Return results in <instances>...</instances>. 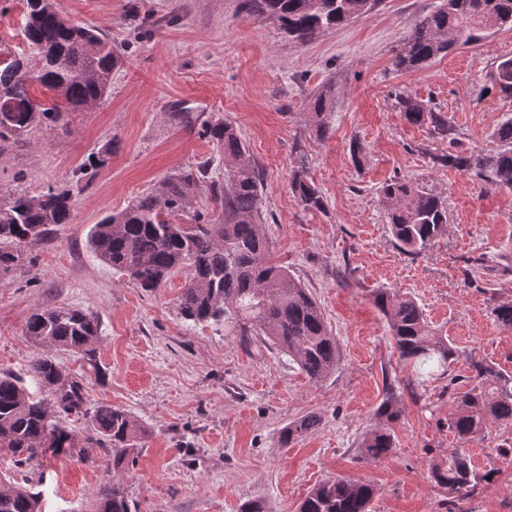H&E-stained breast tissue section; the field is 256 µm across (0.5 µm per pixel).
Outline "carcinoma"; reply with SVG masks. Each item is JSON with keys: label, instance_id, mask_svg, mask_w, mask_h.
I'll list each match as a JSON object with an SVG mask.
<instances>
[{"label": "carcinoma", "instance_id": "obj_1", "mask_svg": "<svg viewBox=\"0 0 512 512\" xmlns=\"http://www.w3.org/2000/svg\"><path fill=\"white\" fill-rule=\"evenodd\" d=\"M376 2L240 0L239 8L256 20L277 24L291 40L306 43L367 13ZM26 5V56L0 61V154L22 143L35 129H54L67 112L106 98L118 65L112 40L100 29L64 18L55 0H26ZM505 28H512V0H441L434 11L417 20L397 48L393 65L402 71L419 70L459 45ZM491 82L502 95L512 97V58L497 64ZM34 84L53 92L55 100L49 105L37 102L30 92ZM333 101L330 85L318 89L311 99L312 122L322 137L330 131L327 115ZM396 104L408 122L428 123L443 137L454 135L448 120L412 96L401 93ZM203 135L224 154V171L211 175L212 161L205 160L166 177L156 189L93 225L90 249L146 290L158 287L176 271L186 272L188 282L179 298L184 319L222 322L225 330L240 336H265L310 381L323 382L341 362L336 336L309 289L271 257V242L262 226L260 174L253 157L231 122L207 123ZM495 137L500 148L494 153H450L437 161L512 188V119L496 129ZM111 155L108 145L91 153L76 172L75 185H88ZM291 191L306 208L324 207L323 197L308 180L303 159L293 171ZM379 199L394 239L408 254L426 252L447 229V210L440 197L405 179L385 182ZM212 203L220 207L216 219L209 212ZM72 214L71 188L50 186L38 195L1 194L0 274L21 266L23 248L47 237L55 226L70 223ZM372 301L385 318L399 360L448 366L454 348L447 338L433 333L414 298L381 288L373 292ZM491 314L499 326L512 329L511 300L495 304ZM25 330L39 346L88 356L101 333L95 316L71 307L33 311L25 320ZM471 365L474 382L453 392L456 407L448 416V429L463 443L494 423L512 424V375L482 361ZM29 373L51 400L30 391L22 378L0 373V447L21 464L48 451L73 454L83 439L62 426L60 419L89 414L83 383L61 381L62 371L48 352L33 360ZM91 414L93 434L86 440L109 443L112 468H125L143 428L119 407L100 406ZM377 414L383 423L360 443L366 459L383 458L395 446L393 423L401 411L392 392H387ZM318 423L315 415L290 422L283 443L308 434ZM431 474L448 489V502L454 505L489 482L493 471L479 472L465 449L455 448ZM374 495L369 483L336 477L311 488L298 512H369ZM0 512H42L40 494L21 484L6 486L0 489ZM99 512H131L120 486L101 492Z\"/></svg>", "mask_w": 512, "mask_h": 512}]
</instances>
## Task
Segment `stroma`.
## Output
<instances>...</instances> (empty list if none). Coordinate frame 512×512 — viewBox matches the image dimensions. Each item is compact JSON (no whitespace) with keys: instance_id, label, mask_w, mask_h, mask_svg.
Returning a JSON list of instances; mask_svg holds the SVG:
<instances>
[{"instance_id":"35a3bbf8","label":"stroma","mask_w":512,"mask_h":512,"mask_svg":"<svg viewBox=\"0 0 512 512\" xmlns=\"http://www.w3.org/2000/svg\"><path fill=\"white\" fill-rule=\"evenodd\" d=\"M439 2L378 0L348 24L296 43L276 24L240 13L239 0H56L65 18L111 36L121 62L102 103L0 154V191L64 187L103 144L112 156L78 195L70 223L29 244L34 267L0 277V371L26 376L42 354L24 330L31 311L92 313L101 325L95 364L65 350L55 360L82 379L88 408H123L145 434L133 465L118 472L110 446L89 441V417L72 415L64 424L85 437L82 457L18 466L2 451L0 479L33 485L42 512H98L101 490L116 480L132 512H239L247 500L298 512L314 485L335 477L371 484L372 512H447L448 492L430 469L461 446L477 469L496 472L463 512H512V425L490 426L465 444L448 428L451 384L470 382L472 359L512 374V329L491 315L495 302L512 300V189L433 161L457 148L498 150L494 132L512 118V98L490 75L512 57V29L424 69L396 70V49ZM26 11V0H0V51H24ZM326 84L335 100L322 138L309 102ZM398 92L438 110L454 138L407 122ZM214 117L239 129L259 169L274 259L312 292L336 336L341 363L324 382H310L263 337L184 320L185 273L146 290L88 245L105 214L184 167L220 160L202 134ZM302 161L322 210L304 208L290 189ZM395 177L447 206V230L424 254H405L392 237L378 189ZM377 288L421 305L456 351L447 370L399 360L370 299ZM389 380L401 410L395 446L365 460L358 445L379 423ZM311 414L318 427L284 443L289 422Z\"/></svg>"}]
</instances>
